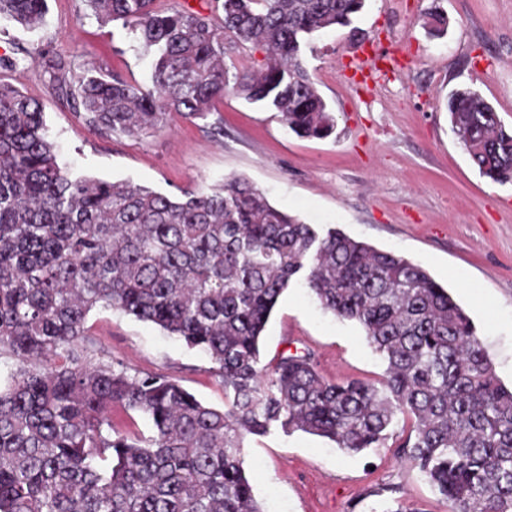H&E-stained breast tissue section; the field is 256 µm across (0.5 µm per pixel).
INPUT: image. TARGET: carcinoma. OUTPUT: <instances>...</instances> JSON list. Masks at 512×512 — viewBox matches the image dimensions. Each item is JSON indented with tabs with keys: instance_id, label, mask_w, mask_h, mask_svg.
Instances as JSON below:
<instances>
[{
	"instance_id": "1",
	"label": "carcinoma",
	"mask_w": 512,
	"mask_h": 512,
	"mask_svg": "<svg viewBox=\"0 0 512 512\" xmlns=\"http://www.w3.org/2000/svg\"><path fill=\"white\" fill-rule=\"evenodd\" d=\"M121 20L152 56L143 91L94 67L73 100L104 135L143 137L204 119L233 91L301 137L336 119L301 60L306 39L347 28L365 0H214L207 15L155 0H84ZM47 0H0V18L43 25ZM266 52L231 74L237 45ZM450 123L480 173L512 184V130L472 88L448 95ZM303 283L354 321L385 369L329 381L313 355L260 361L281 295ZM151 322L211 360L224 409L159 374L93 360L94 309ZM0 512H263L240 457L245 435L301 431L359 453L393 440L448 512H512V388L472 321L420 265L274 207L244 177L181 199L74 175L38 102L0 81ZM150 433L122 432L112 412ZM408 427L394 431L398 418Z\"/></svg>"
}]
</instances>
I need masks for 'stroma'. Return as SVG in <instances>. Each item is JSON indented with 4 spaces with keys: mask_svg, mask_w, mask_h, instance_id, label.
Listing matches in <instances>:
<instances>
[{
    "mask_svg": "<svg viewBox=\"0 0 512 512\" xmlns=\"http://www.w3.org/2000/svg\"><path fill=\"white\" fill-rule=\"evenodd\" d=\"M42 27L0 20V79L37 101L60 160L77 175L181 195L241 176L275 207L320 229L337 228L421 265L465 311L505 386H512V184L482 176L454 133L449 92L470 87L512 129V0H366L347 29L313 35L302 59L336 117L324 139L293 133L276 112L228 93L204 119L174 118L149 137L90 130L64 85L88 66L151 88L150 59L122 21L101 23L83 0H47ZM448 19L429 34V14ZM397 47L401 66L372 87L344 80L365 52ZM222 122L223 136L212 133ZM94 357L129 374L158 373L204 404L224 406L209 359L156 325L110 310L90 312ZM313 353L325 379L378 381L384 366L361 327L324 313L290 286L261 341V361ZM241 458L264 512H446L447 505L395 448L348 454L295 432L248 435Z\"/></svg>",
    "mask_w": 512,
    "mask_h": 512,
    "instance_id": "1",
    "label": "stroma"
}]
</instances>
